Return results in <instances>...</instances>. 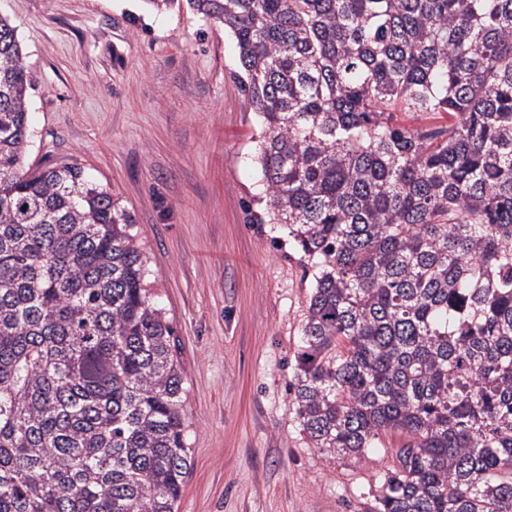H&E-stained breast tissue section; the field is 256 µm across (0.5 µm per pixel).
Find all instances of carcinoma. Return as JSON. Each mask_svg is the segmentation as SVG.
I'll return each instance as SVG.
<instances>
[{"mask_svg":"<svg viewBox=\"0 0 512 512\" xmlns=\"http://www.w3.org/2000/svg\"><path fill=\"white\" fill-rule=\"evenodd\" d=\"M224 26L262 196L315 270L288 382L307 445L395 465L362 512H512V0H145ZM0 16V512H177L173 320L133 219L26 163Z\"/></svg>","mask_w":512,"mask_h":512,"instance_id":"carcinoma-1","label":"carcinoma"}]
</instances>
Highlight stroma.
<instances>
[{"label":"stroma","mask_w":512,"mask_h":512,"mask_svg":"<svg viewBox=\"0 0 512 512\" xmlns=\"http://www.w3.org/2000/svg\"><path fill=\"white\" fill-rule=\"evenodd\" d=\"M35 79L33 165L77 161L134 220L184 367L177 512H359L391 469L308 447L288 382L313 272L257 197L261 118L224 28L143 0H0Z\"/></svg>","instance_id":"35a3bbf8"}]
</instances>
